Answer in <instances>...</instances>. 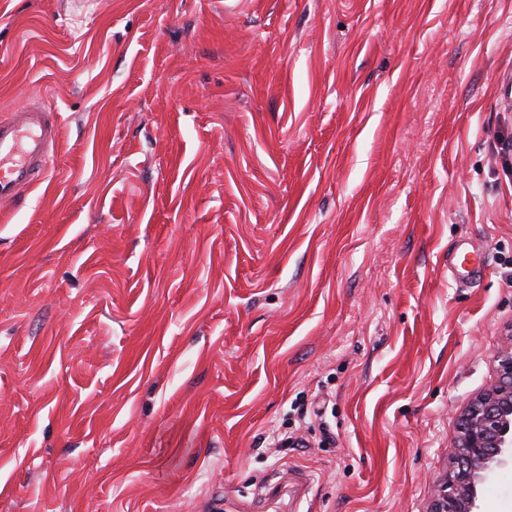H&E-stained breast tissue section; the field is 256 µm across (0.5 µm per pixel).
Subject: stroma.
Listing matches in <instances>:
<instances>
[{
    "instance_id": "stroma-1",
    "label": "stroma",
    "mask_w": 512,
    "mask_h": 512,
    "mask_svg": "<svg viewBox=\"0 0 512 512\" xmlns=\"http://www.w3.org/2000/svg\"><path fill=\"white\" fill-rule=\"evenodd\" d=\"M35 103L0 512H428L512 341V0H0V116Z\"/></svg>"
}]
</instances>
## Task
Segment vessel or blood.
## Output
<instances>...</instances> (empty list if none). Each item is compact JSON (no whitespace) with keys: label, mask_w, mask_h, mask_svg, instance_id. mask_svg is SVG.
I'll return each instance as SVG.
<instances>
[{"label":"vessel or blood","mask_w":512,"mask_h":512,"mask_svg":"<svg viewBox=\"0 0 512 512\" xmlns=\"http://www.w3.org/2000/svg\"><path fill=\"white\" fill-rule=\"evenodd\" d=\"M59 139L52 112L24 108L0 118V202L14 201L45 175Z\"/></svg>","instance_id":"vessel-or-blood-1"}]
</instances>
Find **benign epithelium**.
Masks as SVG:
<instances>
[{
	"label": "benign epithelium",
	"mask_w": 512,
	"mask_h": 512,
	"mask_svg": "<svg viewBox=\"0 0 512 512\" xmlns=\"http://www.w3.org/2000/svg\"><path fill=\"white\" fill-rule=\"evenodd\" d=\"M497 362L494 384L458 416L451 468L435 485L430 512H478V485L498 467L512 464V342Z\"/></svg>",
	"instance_id": "7a95c632"
}]
</instances>
